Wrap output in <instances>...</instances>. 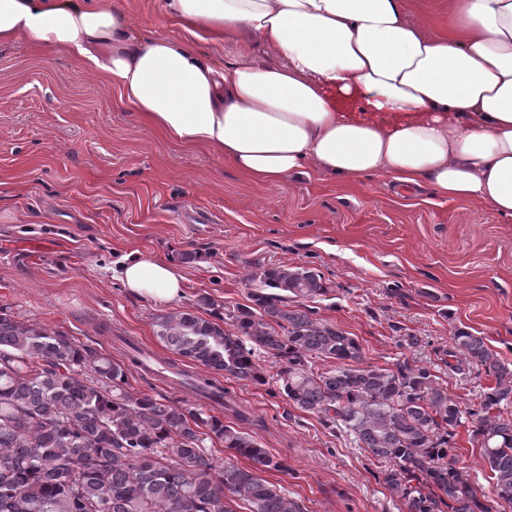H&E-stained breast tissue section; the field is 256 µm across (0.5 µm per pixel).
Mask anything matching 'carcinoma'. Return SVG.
Returning a JSON list of instances; mask_svg holds the SVG:
<instances>
[{
  "label": "carcinoma",
  "instance_id": "cac0c4a2",
  "mask_svg": "<svg viewBox=\"0 0 512 512\" xmlns=\"http://www.w3.org/2000/svg\"><path fill=\"white\" fill-rule=\"evenodd\" d=\"M251 279L259 283L254 307L228 312L202 296L208 317L159 314L157 338L182 361L239 381L265 382L256 351L281 359L288 402L385 464L384 481L408 512H490L470 475L448 463L461 410L429 366H362L359 342L311 305L326 293L313 269L260 266ZM290 294L308 304L290 307ZM451 343L457 362L495 379L469 416L496 498L512 508V418L499 413L512 402V370L481 336L459 330ZM317 360L334 366L319 372ZM127 371L0 307V512H236L240 503L249 512H302L260 476L287 466L254 436L200 405L132 394ZM214 438L228 451L221 462L205 451Z\"/></svg>",
  "mask_w": 512,
  "mask_h": 512
}]
</instances>
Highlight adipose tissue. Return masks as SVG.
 Returning a JSON list of instances; mask_svg holds the SVG:
<instances>
[{
    "mask_svg": "<svg viewBox=\"0 0 512 512\" xmlns=\"http://www.w3.org/2000/svg\"><path fill=\"white\" fill-rule=\"evenodd\" d=\"M184 37L135 33L123 0H0V43L79 60L171 140L256 181L307 170L429 184L512 218V0H448L429 31L400 0H164ZM223 39L224 67L196 49ZM135 295L178 303L172 261L125 255Z\"/></svg>",
    "mask_w": 512,
    "mask_h": 512,
    "instance_id": "1",
    "label": "adipose tissue"
}]
</instances>
